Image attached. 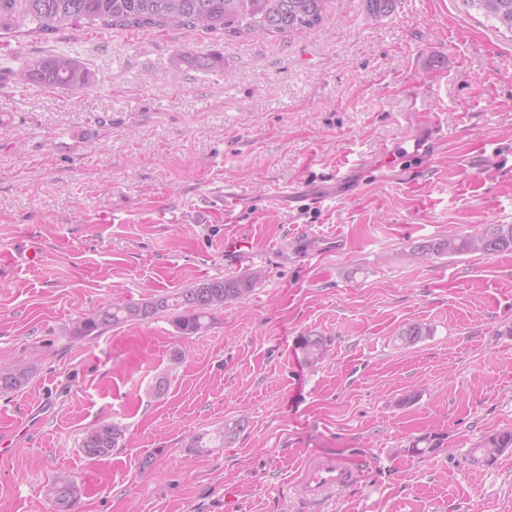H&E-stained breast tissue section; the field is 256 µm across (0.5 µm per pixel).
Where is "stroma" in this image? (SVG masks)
<instances>
[{
  "instance_id": "1",
  "label": "stroma",
  "mask_w": 512,
  "mask_h": 512,
  "mask_svg": "<svg viewBox=\"0 0 512 512\" xmlns=\"http://www.w3.org/2000/svg\"><path fill=\"white\" fill-rule=\"evenodd\" d=\"M62 54L87 69L82 92L0 81V365L30 373L0 393V512H54L61 476L81 489L73 512H226L229 492L235 512H318L296 491L310 454L356 474L319 512H512V449L471 460L512 429V252L412 255L512 224V34L461 0H395L378 19L365 0H327L307 32L71 27L12 40L0 67ZM215 55L210 70L188 62ZM432 127L440 143L413 157ZM345 170L351 195L311 204ZM282 187L296 200L273 204ZM241 238L249 249L225 251ZM253 273L199 335L168 312L74 333L109 297ZM414 322L433 334L402 347ZM308 333L328 338V361L307 364ZM238 416L233 443L190 452ZM102 420L124 444L87 459L81 437ZM426 433L442 448L403 452ZM512 448V430H504L488 436L475 448L486 462L493 461L497 455Z\"/></svg>"
}]
</instances>
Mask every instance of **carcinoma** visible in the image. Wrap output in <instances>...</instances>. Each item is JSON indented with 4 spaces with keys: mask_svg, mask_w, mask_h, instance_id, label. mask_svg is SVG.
Instances as JSON below:
<instances>
[{
    "mask_svg": "<svg viewBox=\"0 0 512 512\" xmlns=\"http://www.w3.org/2000/svg\"><path fill=\"white\" fill-rule=\"evenodd\" d=\"M326 0H0V36L47 35L65 26L89 30L122 28L127 30L201 29L210 34L247 40L258 36L276 37L305 32L318 27L324 19ZM469 8L512 32V0H462ZM17 84L79 91L90 78L76 60L64 56L27 59L18 70L8 71ZM512 251V224H476L469 233L447 237L416 247V253L491 255ZM256 277L210 278L173 295H160L144 302H131L121 296L107 300L96 311L79 319L77 334L97 337L128 324L149 320L164 312L174 314L175 327L185 336H195L207 327L210 311L237 301L250 293ZM432 328L423 323L410 324L399 333L401 346L409 347L431 336ZM306 361L316 365L327 357L328 340L307 334L298 338ZM27 374L8 366L0 368V391L20 388ZM249 425L248 419H229L211 431L195 435L190 448L203 453L215 444L231 443ZM122 428L101 421L87 427L81 448L89 458L108 455L119 446ZM442 447V439L423 435L411 440L405 452L420 455ZM512 448V430L488 436L476 451L486 462ZM78 487L68 478H57L47 495L55 512H72Z\"/></svg>",
    "mask_w": 512,
    "mask_h": 512,
    "instance_id": "carcinoma-1",
    "label": "carcinoma"
}]
</instances>
